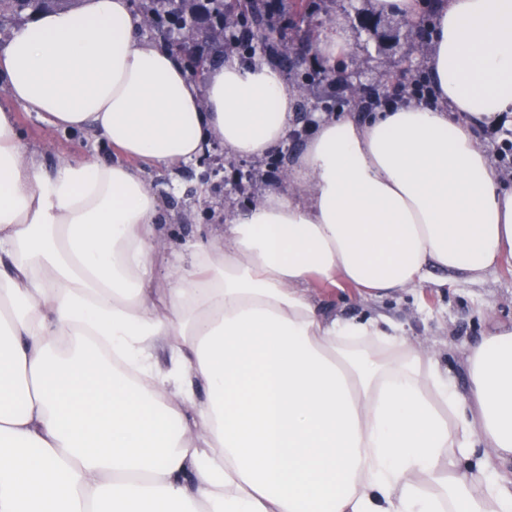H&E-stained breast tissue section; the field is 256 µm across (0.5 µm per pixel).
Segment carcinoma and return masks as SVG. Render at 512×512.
I'll return each instance as SVG.
<instances>
[{"mask_svg":"<svg viewBox=\"0 0 512 512\" xmlns=\"http://www.w3.org/2000/svg\"><path fill=\"white\" fill-rule=\"evenodd\" d=\"M72 0H0V24L8 21L19 23L32 15L55 5H65ZM139 11L145 23L154 27L161 37L167 28L161 21L172 17L176 26V39L180 43L202 41L209 51L204 58H187L188 68L195 77L204 74L208 64L224 57L225 34L239 57L248 61L256 50L264 51L283 69L298 68L295 50L284 51L281 45L287 40L282 20L261 8L252 0H138Z\"/></svg>","mask_w":512,"mask_h":512,"instance_id":"carcinoma-1","label":"carcinoma"}]
</instances>
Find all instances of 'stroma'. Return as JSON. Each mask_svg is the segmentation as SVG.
I'll return each mask as SVG.
<instances>
[{"instance_id":"35a3bbf8","label":"stroma","mask_w":512,"mask_h":512,"mask_svg":"<svg viewBox=\"0 0 512 512\" xmlns=\"http://www.w3.org/2000/svg\"><path fill=\"white\" fill-rule=\"evenodd\" d=\"M339 17L349 23L352 49L347 57L338 60L336 69L348 83L371 89L377 87L384 75L396 70H405L410 80L424 73V51L411 23L376 14L372 0H321L318 9L308 14L305 27L317 36ZM329 90V84L322 82L304 92L308 103L305 122L296 125L284 144L274 151L284 164H291L295 150L321 115L319 100ZM17 123L26 144L38 150L50 166L59 157H79L99 147L91 135L52 129L26 112L18 113ZM207 166L212 172L211 195L203 205L189 193L195 185L190 167L174 172H146V179L162 196V221L175 227L167 245L178 247L191 241L197 226L208 223V211L229 216L235 208L259 202L264 190L280 177L279 171L271 168L269 158L229 160L219 149L213 151ZM312 293L341 317L383 316L404 325L409 336L432 345L442 366L451 370L462 390L467 387L466 349L480 339L489 319L512 322L510 263L488 272L475 283L437 270L412 292L384 301L365 298L358 288L348 284L338 287L317 283Z\"/></svg>"}]
</instances>
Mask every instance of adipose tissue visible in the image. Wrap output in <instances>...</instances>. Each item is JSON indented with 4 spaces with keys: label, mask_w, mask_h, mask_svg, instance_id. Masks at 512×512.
<instances>
[{
    "label": "adipose tissue",
    "mask_w": 512,
    "mask_h": 512,
    "mask_svg": "<svg viewBox=\"0 0 512 512\" xmlns=\"http://www.w3.org/2000/svg\"><path fill=\"white\" fill-rule=\"evenodd\" d=\"M434 11L436 106L318 119L287 185L164 256L144 168L274 151L281 69L227 57L197 81L130 0L0 45V512H512V324L469 346L462 392L402 326L311 294L512 263V189L475 134L512 116V0ZM20 110L113 155L47 168Z\"/></svg>",
    "instance_id": "adipose-tissue-1"
}]
</instances>
